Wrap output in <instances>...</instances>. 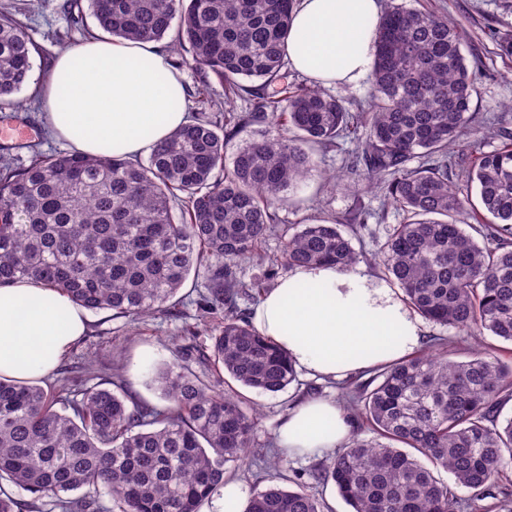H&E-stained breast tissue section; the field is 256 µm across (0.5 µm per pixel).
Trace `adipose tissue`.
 Listing matches in <instances>:
<instances>
[{"label": "adipose tissue", "instance_id": "obj_1", "mask_svg": "<svg viewBox=\"0 0 512 512\" xmlns=\"http://www.w3.org/2000/svg\"><path fill=\"white\" fill-rule=\"evenodd\" d=\"M380 0H297L285 57L316 84L355 86L372 70ZM40 101L52 133L77 152L134 157L187 122L181 75L153 42L103 36L63 49ZM87 316L61 290L34 280L0 288V376L27 382L49 375L83 336ZM261 335L296 369L336 378L410 355L423 341L418 318L365 266H297L262 295L252 313ZM351 420L336 402L312 399L282 424L287 455L339 447Z\"/></svg>", "mask_w": 512, "mask_h": 512}]
</instances>
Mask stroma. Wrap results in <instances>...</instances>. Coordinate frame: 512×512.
Returning <instances> with one entry per match:
<instances>
[{
    "mask_svg": "<svg viewBox=\"0 0 512 512\" xmlns=\"http://www.w3.org/2000/svg\"><path fill=\"white\" fill-rule=\"evenodd\" d=\"M407 6L429 8L447 14L449 20L466 31L462 52L467 59H480L470 107L477 116L494 113L502 125L512 130V56L499 46L503 37H512V0H404ZM86 0H0V11L16 15L32 42V71L28 84L15 95L13 107L0 109V127L21 122L32 127L34 141L46 154H64L69 145L52 135L37 96L46 81L57 53L77 44L97 30L94 19L83 12ZM357 149L355 141L338 139L335 146L318 153V168L277 211L279 223L306 224L320 216L349 225L358 211H367L366 230L355 237L356 252L370 257L387 238L391 225L402 223L404 215L392 207L384 182L364 190L354 183L346 165ZM206 270L197 268L173 299L171 310L128 322L113 317L111 311L89 315L88 331L67 356L68 361L88 358L98 379L120 373L126 391L134 399L162 404L154 381L156 371L180 362L173 346L189 343V329L206 332L216 326L213 318H201L196 300L205 290ZM336 382L330 378L299 373L296 384L275 395L247 393V406L257 416L255 438L273 439L295 405L314 397L336 398ZM323 456L287 458L284 468L291 479L289 488H304L319 499L324 512H350L333 484L315 483L310 471L323 463Z\"/></svg>",
    "mask_w": 512,
    "mask_h": 512,
    "instance_id": "stroma-1",
    "label": "stroma"
}]
</instances>
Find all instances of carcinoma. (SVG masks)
Here are the masks:
<instances>
[{
  "instance_id": "obj_1",
  "label": "carcinoma",
  "mask_w": 512,
  "mask_h": 512,
  "mask_svg": "<svg viewBox=\"0 0 512 512\" xmlns=\"http://www.w3.org/2000/svg\"><path fill=\"white\" fill-rule=\"evenodd\" d=\"M99 29L130 41L170 38L224 85V99L248 95L250 112L213 111L209 83L190 123L147 161L31 150L29 164L0 159V287L34 278L87 310L133 320L169 310L192 268L209 272L202 310L224 314L186 359L222 370L240 386L276 394L298 381L288 354L255 331L238 299L265 290L274 268L317 264L341 270L361 259L329 218L277 223L276 210L318 167L314 151L351 138L360 151L349 173L388 194L406 220L380 254L406 303L459 334L512 343V136L467 171L478 202L452 180L473 121L471 65L462 29L447 15L396 4L376 25L365 108L291 79L284 40L294 0H87ZM32 43L14 14L0 12V109L28 82ZM258 129L225 154L244 129ZM421 158V165L408 163ZM224 171L217 178L214 171ZM493 217L469 233L466 211ZM280 240L270 257L262 243ZM263 268L252 284L238 266ZM91 364L60 369L44 388L0 377V512H198L238 471L288 480L272 442L255 445V413L187 366L157 382L167 405L137 401L96 384L75 393ZM512 364L488 352L466 361L421 353L356 377L343 407L374 437L354 438L314 477L333 483L351 512H458L450 473L472 492L470 512H494L512 460ZM81 491L73 497L71 493ZM246 512H322L319 500L277 484L255 489Z\"/></svg>"
}]
</instances>
